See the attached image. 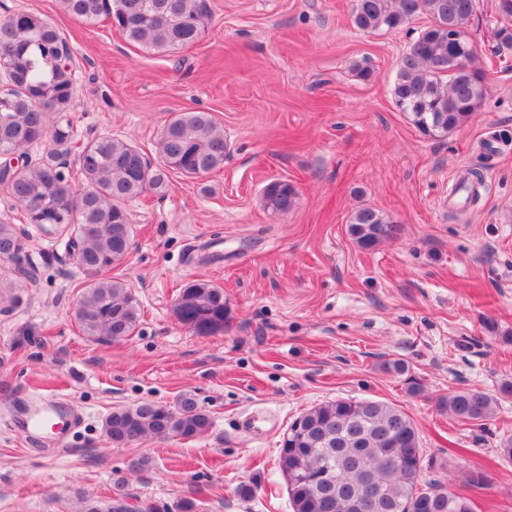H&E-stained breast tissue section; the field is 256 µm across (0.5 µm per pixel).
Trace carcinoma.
I'll use <instances>...</instances> for the list:
<instances>
[{
	"instance_id": "obj_1",
	"label": "carcinoma",
	"mask_w": 512,
	"mask_h": 512,
	"mask_svg": "<svg viewBox=\"0 0 512 512\" xmlns=\"http://www.w3.org/2000/svg\"><path fill=\"white\" fill-rule=\"evenodd\" d=\"M67 14L95 24L116 21L128 42L157 52L175 53L197 42L211 18L210 0H62ZM476 0H355L354 28L363 33L399 30L418 14L429 24L399 59L392 98L413 126L428 138H441L465 124L481 107L487 87L466 25ZM503 24L497 49H512V0H498ZM71 53L49 22L30 12L0 20V154L49 144L6 182L31 230L0 221V258L22 263L30 231L54 228L68 235L86 291L75 317L89 336L123 340L140 318L139 303L121 279L107 276L129 254L132 216L127 204L146 193H163L169 173L191 179L224 166L229 147L224 131L208 112H175L164 125L159 160L152 162L131 143L101 135L87 139L77 155V171H62L60 157L77 137L65 111L74 94V73L63 60ZM482 174L470 169L455 191H471ZM297 192L286 181L265 188L266 207L286 214ZM348 233L362 249L400 236L401 226L366 207L354 214ZM180 323L199 335L224 330V289L195 281L175 305ZM389 369L406 377L416 395L421 382L398 360ZM512 396V383L499 395L479 388L448 394L439 407L460 423L483 425L499 397ZM290 424L279 448V469L292 512H473L470 499L433 482L422 490V474L437 461L424 455L417 428L402 409L374 399H336L322 403ZM212 427L195 398L182 395L173 407L142 402L116 407L103 421V434L116 446L147 438L192 439ZM85 512H158L146 501L131 505L124 484L114 483L109 500Z\"/></svg>"
}]
</instances>
